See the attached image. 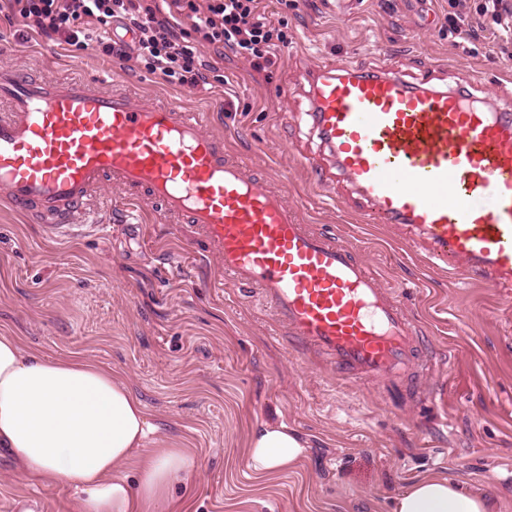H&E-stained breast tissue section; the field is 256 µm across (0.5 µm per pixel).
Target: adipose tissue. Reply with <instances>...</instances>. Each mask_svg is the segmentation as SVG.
Returning <instances> with one entry per match:
<instances>
[{"label": "adipose tissue", "mask_w": 512, "mask_h": 512, "mask_svg": "<svg viewBox=\"0 0 512 512\" xmlns=\"http://www.w3.org/2000/svg\"><path fill=\"white\" fill-rule=\"evenodd\" d=\"M155 431L140 399L111 370L81 358H48L0 333V447L14 452L33 481L74 490L79 512H141L195 471V458L183 449L161 448L137 484L117 475L116 466ZM304 451L286 424L265 423L250 436L248 465L261 475L284 472ZM393 512H490V502L429 476L398 497Z\"/></svg>", "instance_id": "1"}]
</instances>
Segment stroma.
Instances as JSON below:
<instances>
[{"label": "stroma", "mask_w": 512, "mask_h": 512, "mask_svg": "<svg viewBox=\"0 0 512 512\" xmlns=\"http://www.w3.org/2000/svg\"><path fill=\"white\" fill-rule=\"evenodd\" d=\"M285 24L288 44L266 72L207 51L220 84H169L128 70L95 48L59 45L23 19L0 20V67L45 79L80 77L97 91L175 101L210 113L247 173L286 191L312 228L352 245L421 322L436 355L432 373L389 388L333 381L284 329L232 284L215 287L218 261L196 251L187 224L155 223L149 199L122 204L106 187L71 235L0 204V331L50 358L82 357L118 374L157 425L118 467L136 482L148 452L182 448L197 470L171 485L158 512H392L417 480L439 476L512 512V288L495 290L432 269L403 230L366 224V204L339 183L318 192L326 151L307 116L306 73L320 61L389 67L444 87L483 77L479 89L512 106V59L488 40L448 29V0H261ZM140 225L139 234L126 227ZM442 386L438 404L420 393ZM282 421L306 444L285 474L248 466L253 429ZM0 512H79L73 490L40 485L0 448Z\"/></svg>", "instance_id": "35a3bbf8"}]
</instances>
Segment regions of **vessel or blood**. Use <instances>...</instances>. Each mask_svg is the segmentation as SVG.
<instances>
[{
	"label": "vessel or blood",
	"mask_w": 512,
	"mask_h": 512,
	"mask_svg": "<svg viewBox=\"0 0 512 512\" xmlns=\"http://www.w3.org/2000/svg\"><path fill=\"white\" fill-rule=\"evenodd\" d=\"M312 125L370 220L409 230L433 266L512 288V114L461 88L345 62L309 70ZM0 202L57 234L107 185L196 228L220 275L258 294L337 381L427 368L422 329L334 235L249 176L209 115L0 69ZM328 174H318L327 183Z\"/></svg>",
	"instance_id": "obj_1"
}]
</instances>
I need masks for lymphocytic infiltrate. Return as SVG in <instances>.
Instances as JSON below:
<instances>
[{
    "label": "lymphocytic infiltrate",
    "mask_w": 512,
    "mask_h": 512,
    "mask_svg": "<svg viewBox=\"0 0 512 512\" xmlns=\"http://www.w3.org/2000/svg\"><path fill=\"white\" fill-rule=\"evenodd\" d=\"M454 6L450 26L471 39L491 31L501 56L512 58V0H455ZM0 16L22 18L60 45L95 46L102 55L183 87L223 82L206 49L230 50L260 73L288 43L259 0H0ZM112 22L134 28V44L95 39L93 24Z\"/></svg>",
    "instance_id": "f902f5d3"
}]
</instances>
